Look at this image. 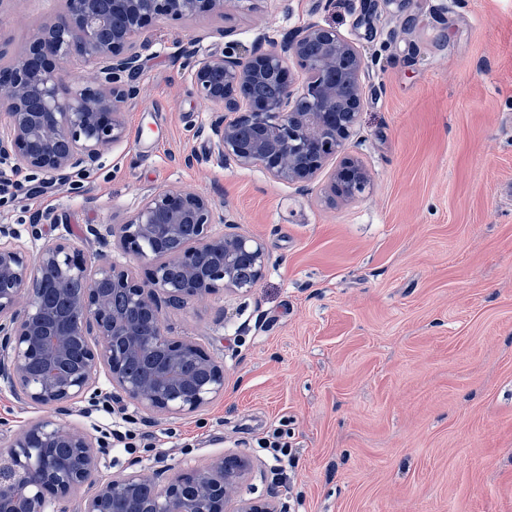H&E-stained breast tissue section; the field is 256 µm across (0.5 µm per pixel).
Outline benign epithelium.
<instances>
[{"instance_id":"7a95c632","label":"benign epithelium","mask_w":512,"mask_h":512,"mask_svg":"<svg viewBox=\"0 0 512 512\" xmlns=\"http://www.w3.org/2000/svg\"><path fill=\"white\" fill-rule=\"evenodd\" d=\"M224 8L225 0H59L23 50L10 51L0 36V158L48 183L94 169L124 140L149 47L144 30L222 16ZM182 53L193 93L211 109V153L221 164L258 166L303 188L339 156L325 202L369 194L370 175L349 153L369 79L354 42L312 23L280 40L265 33L245 53L234 41L203 55L190 42ZM77 62L91 66V80L73 73ZM292 64L305 74L298 87L289 81ZM274 81L279 94L255 93ZM28 236L27 244L0 225V385L48 415L0 449V512H69L78 494L79 512H284L277 490L236 497L254 471L239 453L185 472L130 466L96 480L108 443L65 420L78 404L110 397L167 419L223 396V361L189 336L168 335L162 303L248 291L269 263L263 241L236 232L212 196L177 188L151 192L122 223L91 225L84 235L150 263L143 282L107 255L81 260L77 240L45 237L38 223ZM137 358L146 361L144 375L128 368Z\"/></svg>"}]
</instances>
